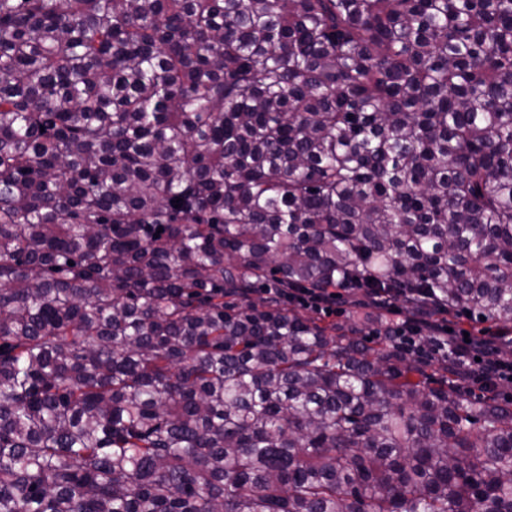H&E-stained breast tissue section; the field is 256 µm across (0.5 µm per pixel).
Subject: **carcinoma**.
<instances>
[{"mask_svg":"<svg viewBox=\"0 0 512 512\" xmlns=\"http://www.w3.org/2000/svg\"><path fill=\"white\" fill-rule=\"evenodd\" d=\"M288 288L512 325V0H0V512H512L499 382ZM288 300L317 311H329L336 304V293H324L312 289L292 288L288 290ZM301 312L314 315V311L294 304ZM342 296L339 297L337 305H336V313L331 315L320 314L325 318L327 322H336V323H348L350 320L355 321L356 324L354 326L362 327L364 321L361 319V313L353 305L352 300L354 298L348 297L346 292L342 290H337Z\"/></svg>","mask_w":512,"mask_h":512,"instance_id":"1","label":"carcinoma"}]
</instances>
